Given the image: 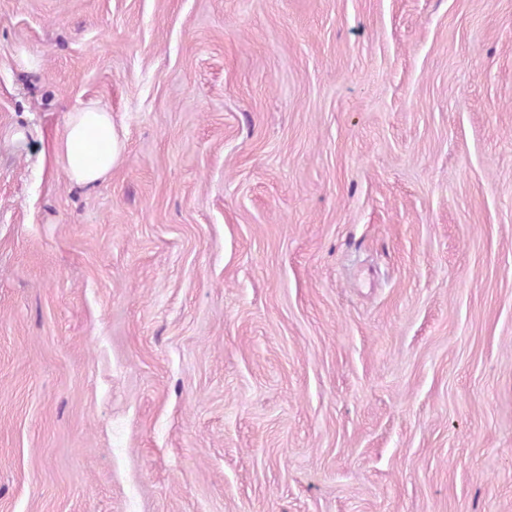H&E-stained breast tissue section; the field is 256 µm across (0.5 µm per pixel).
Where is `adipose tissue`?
<instances>
[{
    "label": "adipose tissue",
    "mask_w": 512,
    "mask_h": 512,
    "mask_svg": "<svg viewBox=\"0 0 512 512\" xmlns=\"http://www.w3.org/2000/svg\"><path fill=\"white\" fill-rule=\"evenodd\" d=\"M55 157L74 184L90 186L107 178L119 157L111 112L90 102L70 113Z\"/></svg>",
    "instance_id": "obj_1"
}]
</instances>
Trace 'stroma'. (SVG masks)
I'll return each instance as SVG.
<instances>
[{"label": "stroma", "mask_w": 512, "mask_h": 512, "mask_svg": "<svg viewBox=\"0 0 512 512\" xmlns=\"http://www.w3.org/2000/svg\"><path fill=\"white\" fill-rule=\"evenodd\" d=\"M0 512H512V0H0ZM118 142L111 112L90 102L68 115L56 142V161L72 183L94 185L112 173L119 157Z\"/></svg>", "instance_id": "obj_1"}]
</instances>
